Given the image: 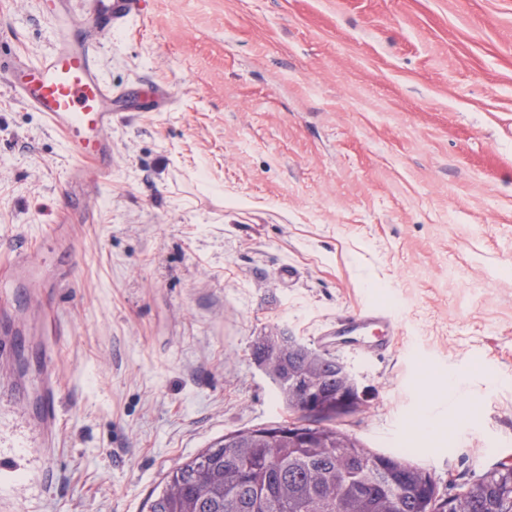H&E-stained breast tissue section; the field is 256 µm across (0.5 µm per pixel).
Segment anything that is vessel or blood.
I'll return each instance as SVG.
<instances>
[{
  "mask_svg": "<svg viewBox=\"0 0 512 512\" xmlns=\"http://www.w3.org/2000/svg\"><path fill=\"white\" fill-rule=\"evenodd\" d=\"M145 2L112 0L110 12L97 19V32H111L129 17L142 14ZM53 18L59 33L57 45L34 62L17 54L0 53V78L7 81L21 104L40 112L49 129L65 138L75 159L71 181L92 194L112 174L106 158L112 151L107 133L116 117L114 95L100 74L94 34L81 31L79 21L67 11L65 0H55ZM5 266L20 279L36 273L24 249L11 252ZM376 331L382 338L373 343V350L383 351L396 341L389 310H359L337 322L332 334L337 342L350 343L355 337H367Z\"/></svg>",
  "mask_w": 512,
  "mask_h": 512,
  "instance_id": "b4317fda",
  "label": "vessel or blood"
}]
</instances>
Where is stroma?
<instances>
[{"label":"stroma","instance_id":"1","mask_svg":"<svg viewBox=\"0 0 512 512\" xmlns=\"http://www.w3.org/2000/svg\"><path fill=\"white\" fill-rule=\"evenodd\" d=\"M55 42L47 0H0V47ZM98 57L169 104L121 102L80 204L66 141L0 83V255L43 272L0 275V512H147L225 433L301 421L253 356L283 334L356 375L336 426L441 497L512 464V0H147ZM372 304L388 351L329 344ZM29 246L24 249H15L8 256L2 268H7L19 279H29L37 273L34 263L28 255Z\"/></svg>","mask_w":512,"mask_h":512}]
</instances>
